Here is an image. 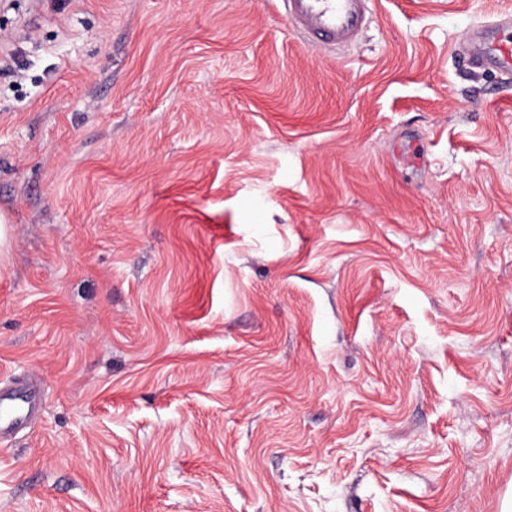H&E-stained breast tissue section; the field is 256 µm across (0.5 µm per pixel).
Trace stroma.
I'll return each instance as SVG.
<instances>
[{
    "mask_svg": "<svg viewBox=\"0 0 512 512\" xmlns=\"http://www.w3.org/2000/svg\"><path fill=\"white\" fill-rule=\"evenodd\" d=\"M371 11L0 0V512L512 503V0ZM288 17L311 46L345 48L366 28L370 0H282ZM487 28L498 32L507 29L512 31V12L498 15L493 21L481 25L468 33L463 40L462 53L468 63H477L502 70L512 69V37L504 41L491 42L486 37ZM15 402L13 392L0 396V440L14 434L23 422L24 405Z\"/></svg>",
    "mask_w": 512,
    "mask_h": 512,
    "instance_id": "1",
    "label": "stroma"
}]
</instances>
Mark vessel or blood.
I'll return each instance as SVG.
<instances>
[{"label": "vessel or blood", "mask_w": 512, "mask_h": 512, "mask_svg": "<svg viewBox=\"0 0 512 512\" xmlns=\"http://www.w3.org/2000/svg\"><path fill=\"white\" fill-rule=\"evenodd\" d=\"M370 0H283L288 17L311 46L345 48L355 43L365 29ZM507 29L511 35L500 42L489 41L487 29ZM467 62L502 70L512 69V12L498 15L489 26L471 30L463 41ZM24 407L13 394L0 395V440L8 438L23 422Z\"/></svg>", "instance_id": "obj_1"}]
</instances>
